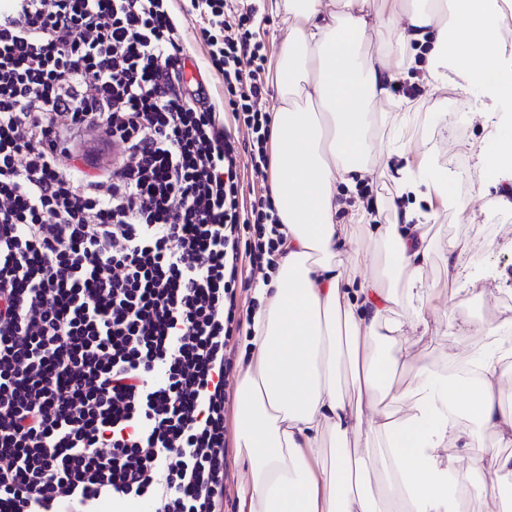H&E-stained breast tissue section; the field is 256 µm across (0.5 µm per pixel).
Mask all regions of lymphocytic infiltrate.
Instances as JSON below:
<instances>
[{
	"mask_svg": "<svg viewBox=\"0 0 512 512\" xmlns=\"http://www.w3.org/2000/svg\"><path fill=\"white\" fill-rule=\"evenodd\" d=\"M187 2L227 103L185 83L171 0H0V512H224L241 294L282 236L239 189L240 153L269 165L262 47ZM82 150L86 152L92 162L101 165H104L112 158V146L95 136H90L85 139Z\"/></svg>",
	"mask_w": 512,
	"mask_h": 512,
	"instance_id": "1",
	"label": "lymphocytic infiltrate"
}]
</instances>
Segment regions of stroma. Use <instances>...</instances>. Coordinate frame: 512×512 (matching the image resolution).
<instances>
[{
    "mask_svg": "<svg viewBox=\"0 0 512 512\" xmlns=\"http://www.w3.org/2000/svg\"><path fill=\"white\" fill-rule=\"evenodd\" d=\"M235 11L250 13L249 29L254 42L260 43L266 56L265 67L273 69L277 52L288 35V23L283 15L273 13L270 0H234ZM398 84L414 93L420 103L424 121H412L404 132L411 144H425L432 151L440 168H447L448 158L456 154L455 140L449 139L438 110L442 104L464 101L463 113L454 114L462 140L485 144L494 136L502 117L512 112V102L499 101L474 91L461 97L453 88L427 85L420 71L398 76ZM504 186H487L484 193L467 190L464 196L436 206L431 222L433 252L426 275L438 281L443 289L439 299L426 312L430 332L427 336H410L407 345L411 353L430 369H441L445 362L467 363L473 353L486 344V337L462 334L442 323L443 313L469 316L476 320L512 327V305L502 307V300L512 302V207L501 205L499 195ZM462 243L450 263L456 277H448L441 253L449 239ZM479 448H444L443 454L460 465H474L476 474L489 472L501 447L492 431L482 433Z\"/></svg>",
    "mask_w": 512,
    "mask_h": 512,
    "instance_id": "obj_1",
    "label": "stroma"
}]
</instances>
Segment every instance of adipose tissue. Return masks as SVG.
<instances>
[{
  "instance_id": "obj_1",
  "label": "adipose tissue",
  "mask_w": 512,
  "mask_h": 512,
  "mask_svg": "<svg viewBox=\"0 0 512 512\" xmlns=\"http://www.w3.org/2000/svg\"><path fill=\"white\" fill-rule=\"evenodd\" d=\"M289 23L274 68L268 192L284 244L271 280L255 293L250 361L238 392L237 443L247 460L239 512H462L493 476L441 458L448 443L480 447L493 430L510 447L495 474L512 473V403L499 388L495 345L466 378L419 364L403 347L427 334L425 309L441 293L424 270L429 213L375 224L363 203L336 216L339 187L356 192L373 156L401 159L391 198L448 199V176L428 152L372 141L397 126L392 84L427 46L424 78L512 99V45L491 0H274ZM462 83H455V76ZM497 150L476 151L479 183L512 177V118ZM368 240L373 265L359 278L350 235ZM382 488L372 491L371 477Z\"/></svg>"
}]
</instances>
